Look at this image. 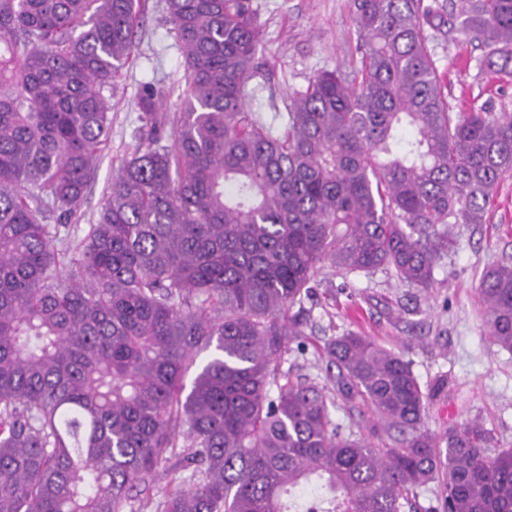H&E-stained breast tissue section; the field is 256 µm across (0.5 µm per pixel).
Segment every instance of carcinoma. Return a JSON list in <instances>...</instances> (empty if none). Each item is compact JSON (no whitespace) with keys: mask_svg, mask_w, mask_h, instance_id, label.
Listing matches in <instances>:
<instances>
[{"mask_svg":"<svg viewBox=\"0 0 512 512\" xmlns=\"http://www.w3.org/2000/svg\"><path fill=\"white\" fill-rule=\"evenodd\" d=\"M140 2L0 0V512H145L162 468L157 512H405L435 480L444 512H512V448L478 421L428 432L402 354L355 333L323 346L380 445L281 368L326 267L428 289L455 227L485 223L512 115L451 111L424 25L459 28L512 77V0H350L360 67L314 74L277 135L246 107L251 0H165L180 111L144 86L134 147L65 263L44 220L71 223L95 178L101 90ZM479 293L512 352V263Z\"/></svg>","mask_w":512,"mask_h":512,"instance_id":"carcinoma-1","label":"carcinoma"}]
</instances>
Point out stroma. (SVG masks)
<instances>
[{
  "label": "stroma",
  "instance_id": "stroma-1",
  "mask_svg": "<svg viewBox=\"0 0 512 512\" xmlns=\"http://www.w3.org/2000/svg\"><path fill=\"white\" fill-rule=\"evenodd\" d=\"M263 31L260 72L249 84L247 107L274 123L293 91L320 70L351 72L357 66V33L350 0H252ZM139 43L128 65L102 94L112 112V140L103 151L77 219L59 227V252H72L96 218L103 194L121 160L133 148L138 98L144 83L160 84L168 111H178L185 89L184 66L160 0H141ZM430 49L446 84L450 107L459 111L493 103L512 114V79L489 70L485 50L460 31L429 32ZM512 262V173L498 182L485 221L461 226L458 245L434 273L432 288L400 284L379 272L342 282L325 269L305 301L304 350L290 349L282 368L325 387L335 422L368 420L366 409H349L333 386L337 370L320 354L322 345L347 332L370 337L402 353L427 395L424 423L444 436L448 427L477 420L499 449L512 448V353L494 345L483 321L479 281L484 270Z\"/></svg>",
  "mask_w": 512,
  "mask_h": 512
}]
</instances>
